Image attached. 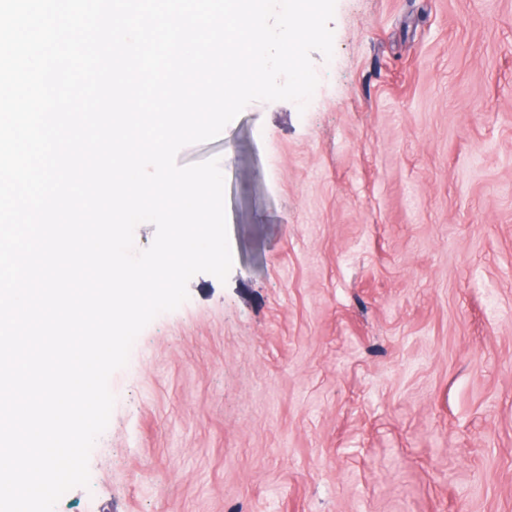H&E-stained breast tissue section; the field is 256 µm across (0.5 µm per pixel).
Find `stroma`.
Segmentation results:
<instances>
[{
    "instance_id": "35a3bbf8",
    "label": "stroma",
    "mask_w": 512,
    "mask_h": 512,
    "mask_svg": "<svg viewBox=\"0 0 512 512\" xmlns=\"http://www.w3.org/2000/svg\"><path fill=\"white\" fill-rule=\"evenodd\" d=\"M210 141L233 265L114 372L54 512H512V0H337Z\"/></svg>"
}]
</instances>
